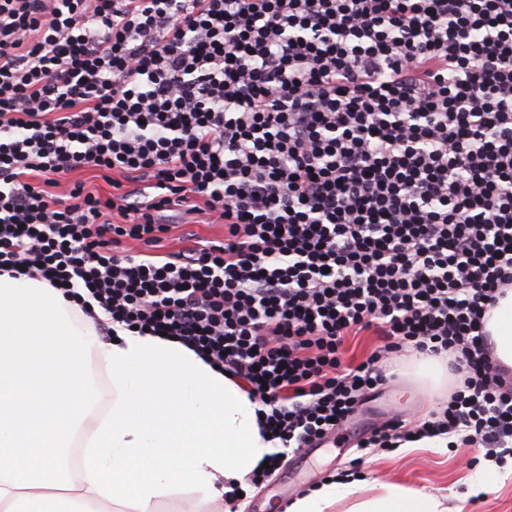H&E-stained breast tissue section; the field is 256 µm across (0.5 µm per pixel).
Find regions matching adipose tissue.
<instances>
[{"instance_id":"1","label":"adipose tissue","mask_w":512,"mask_h":512,"mask_svg":"<svg viewBox=\"0 0 512 512\" xmlns=\"http://www.w3.org/2000/svg\"><path fill=\"white\" fill-rule=\"evenodd\" d=\"M512 368V290L485 317ZM109 389H102V376ZM243 383L172 339L118 330L103 341L75 298L0 275V512H159L188 494L221 499L274 442ZM448 512L397 483L328 482L286 512Z\"/></svg>"}]
</instances>
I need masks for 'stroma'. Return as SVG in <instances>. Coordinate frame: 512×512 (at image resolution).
<instances>
[{"mask_svg": "<svg viewBox=\"0 0 512 512\" xmlns=\"http://www.w3.org/2000/svg\"><path fill=\"white\" fill-rule=\"evenodd\" d=\"M171 230L157 255L163 256L194 246L197 239L217 240L224 236L223 224L209 211L168 213ZM439 399L418 390L407 377L395 376L388 387L366 401L349 421L336 443L325 442L314 448L301 467L276 471L261 487L249 489V501L258 502L273 494L292 500L321 484L354 457H362L359 475L370 481L393 482L445 496L451 512H512V473L499 471L489 484L474 486L468 462L482 457L481 449L467 445L452 448H401L382 453L370 448L357 449V441L371 427L395 414L418 417L436 409Z\"/></svg>", "mask_w": 512, "mask_h": 512, "instance_id": "stroma-1", "label": "stroma"}]
</instances>
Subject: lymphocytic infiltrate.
<instances>
[{
  "instance_id": "lymphocytic-infiltrate-1",
  "label": "lymphocytic infiltrate",
  "mask_w": 512,
  "mask_h": 512,
  "mask_svg": "<svg viewBox=\"0 0 512 512\" xmlns=\"http://www.w3.org/2000/svg\"><path fill=\"white\" fill-rule=\"evenodd\" d=\"M84 167L114 195L52 194ZM177 206L223 239L146 254ZM4 273L244 380L282 446L253 485L407 347L460 383L360 447L448 434L503 459L512 379L484 317L512 287V0H0ZM378 344L380 340L373 331L361 332L358 336L348 339L345 357L348 361L357 364L364 360Z\"/></svg>"
}]
</instances>
